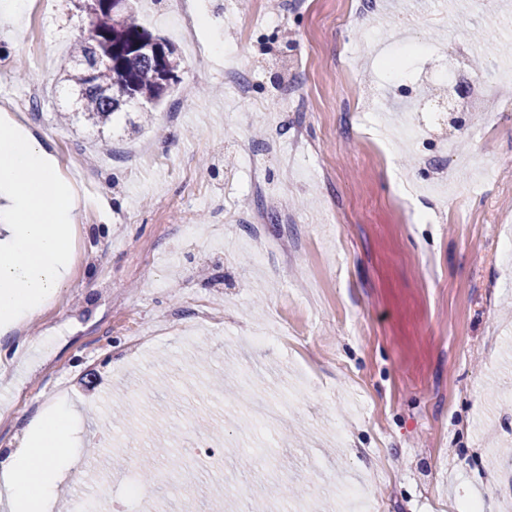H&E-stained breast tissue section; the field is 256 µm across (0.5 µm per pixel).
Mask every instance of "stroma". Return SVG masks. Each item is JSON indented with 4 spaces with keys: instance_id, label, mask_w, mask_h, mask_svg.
Here are the masks:
<instances>
[{
    "instance_id": "stroma-1",
    "label": "stroma",
    "mask_w": 512,
    "mask_h": 512,
    "mask_svg": "<svg viewBox=\"0 0 512 512\" xmlns=\"http://www.w3.org/2000/svg\"><path fill=\"white\" fill-rule=\"evenodd\" d=\"M193 0L205 68L165 9L150 0L143 24L170 40L182 81L139 131V105L97 130L72 111L63 79L86 33L74 0H50L40 21L0 14V99L40 85L41 108L11 113L57 160L77 202L66 288L37 316L0 335V448L54 406L74 407L72 450L81 464L60 500L105 495L124 512H342L338 486L364 487L369 512H512V286L492 246L512 225V84L491 85L503 112L421 114V151L367 133L377 116L354 111L349 81L387 88L393 73L363 52L367 37L404 26L414 48L407 78L425 80L447 53L469 65L473 31L485 58L512 61V15L472 0H381L370 36L345 22L350 0ZM352 55L353 79L336 69ZM248 70L252 100L233 98L224 71ZM296 82L308 111L281 106ZM304 128L309 154L297 157ZM468 129L475 156L491 151L497 177L477 194L417 193L397 203L399 177L465 183L438 144ZM278 144L271 188L253 194L243 159L256 133ZM297 157L283 183V157ZM265 211L255 228L253 210ZM200 227L188 239L183 228ZM288 241L255 265L256 231ZM224 319L186 337L193 307ZM281 321L284 343L256 347V329ZM148 338L135 356L125 344ZM252 372L254 388L239 373ZM288 396L274 431L254 427L258 404ZM215 443L214 458L196 455ZM164 472L143 496V472Z\"/></svg>"
}]
</instances>
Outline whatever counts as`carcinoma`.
<instances>
[{
  "label": "carcinoma",
  "mask_w": 512,
  "mask_h": 512,
  "mask_svg": "<svg viewBox=\"0 0 512 512\" xmlns=\"http://www.w3.org/2000/svg\"><path fill=\"white\" fill-rule=\"evenodd\" d=\"M88 36L69 53L66 81L77 94V113L105 126L135 101L157 104L181 82V59L165 38L147 30L135 7L121 10L83 0Z\"/></svg>",
  "instance_id": "1"
}]
</instances>
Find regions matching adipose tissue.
I'll list each match as a JSON object with an SVG mask.
<instances>
[{
    "label": "adipose tissue",
    "instance_id": "ef3b65f1",
    "mask_svg": "<svg viewBox=\"0 0 512 512\" xmlns=\"http://www.w3.org/2000/svg\"><path fill=\"white\" fill-rule=\"evenodd\" d=\"M74 208L44 144L0 124V329L33 319L44 298L66 287ZM73 416L71 406H59L51 418H33L17 447L0 448V474L11 479L8 512H48L58 496L57 471L78 472L67 451Z\"/></svg>",
    "mask_w": 512,
    "mask_h": 512
}]
</instances>
